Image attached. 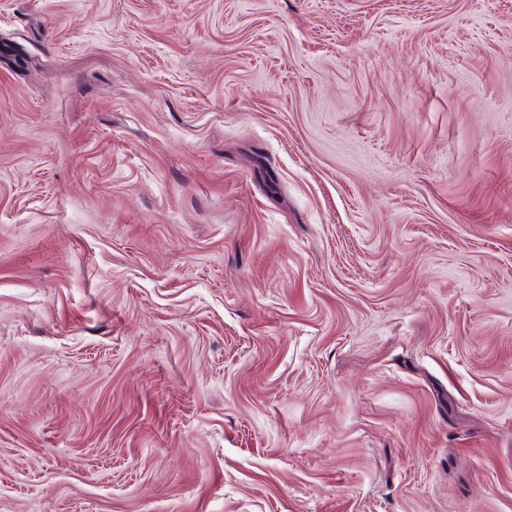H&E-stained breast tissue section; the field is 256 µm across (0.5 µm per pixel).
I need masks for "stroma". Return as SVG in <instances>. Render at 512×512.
Here are the masks:
<instances>
[{
  "label": "stroma",
  "mask_w": 512,
  "mask_h": 512,
  "mask_svg": "<svg viewBox=\"0 0 512 512\" xmlns=\"http://www.w3.org/2000/svg\"><path fill=\"white\" fill-rule=\"evenodd\" d=\"M0 512H512V0H0Z\"/></svg>",
  "instance_id": "obj_1"
}]
</instances>
